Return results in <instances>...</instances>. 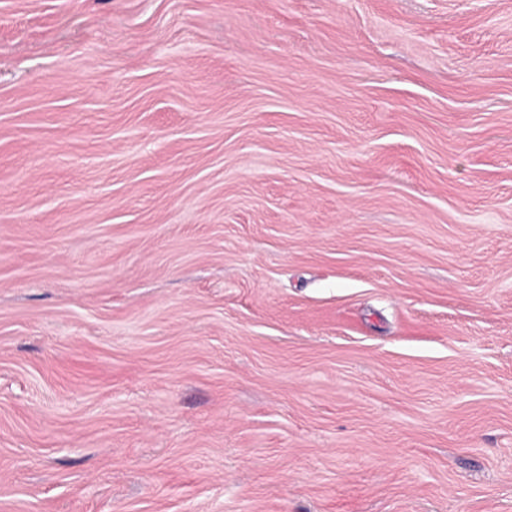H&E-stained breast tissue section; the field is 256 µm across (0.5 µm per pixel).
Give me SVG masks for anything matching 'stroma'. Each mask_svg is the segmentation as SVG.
I'll return each mask as SVG.
<instances>
[{"label":"stroma","instance_id":"1","mask_svg":"<svg viewBox=\"0 0 512 512\" xmlns=\"http://www.w3.org/2000/svg\"><path fill=\"white\" fill-rule=\"evenodd\" d=\"M0 512H512V0H0Z\"/></svg>","mask_w":512,"mask_h":512}]
</instances>
